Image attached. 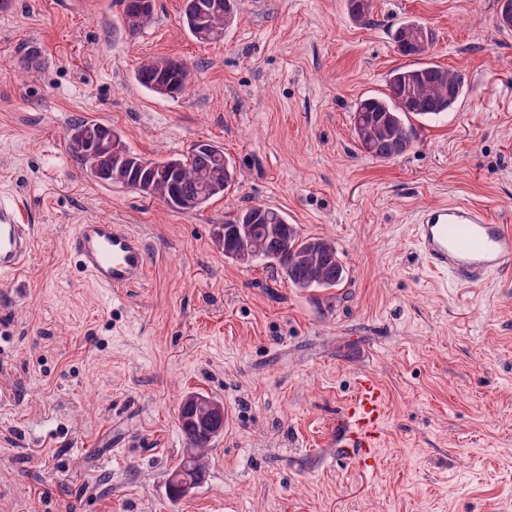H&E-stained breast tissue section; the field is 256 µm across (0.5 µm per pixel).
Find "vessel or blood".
<instances>
[{"instance_id":"obj_1","label":"vessel or blood","mask_w":512,"mask_h":512,"mask_svg":"<svg viewBox=\"0 0 512 512\" xmlns=\"http://www.w3.org/2000/svg\"><path fill=\"white\" fill-rule=\"evenodd\" d=\"M414 237L427 266L458 285L476 287L490 274L512 268V227L490 221L486 210L469 201L426 208ZM34 238L12 205L0 202V275L7 277L29 260ZM70 249L81 270L115 292L137 288L149 275L143 239L122 224L78 225ZM386 397L374 380H360L336 424L339 455L374 465Z\"/></svg>"}]
</instances>
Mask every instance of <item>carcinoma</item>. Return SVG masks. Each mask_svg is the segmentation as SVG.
<instances>
[{
	"label": "carcinoma",
	"instance_id": "cac0c4a2",
	"mask_svg": "<svg viewBox=\"0 0 512 512\" xmlns=\"http://www.w3.org/2000/svg\"><path fill=\"white\" fill-rule=\"evenodd\" d=\"M121 20L135 33L153 19L154 0H120ZM350 15L364 20L370 14V0H347ZM236 0H185L181 13L183 27L200 43L217 41L235 15ZM431 29L422 21L407 19L392 33L399 55L417 58L427 55L431 44L419 46L403 39V33ZM144 89L174 96L188 84L186 65L174 58H154L142 63L135 73ZM464 74L432 62L393 69L386 89L378 95L358 99L351 110L352 134L358 148L380 161L406 154L418 138L417 125L436 121L452 111L461 98ZM69 154L96 181L133 187L145 179V197L155 199L174 211H193L228 192L236 183V170L224 148L205 141L193 145L186 154L153 161L132 151L112 126L78 120L66 131ZM224 256L240 264L260 261L280 270L289 286L301 291L329 290L345 280L346 268L335 242L326 237L302 235L278 209L254 205L230 214L219 241ZM178 422L188 447L207 460L216 436L202 425L183 420L178 406Z\"/></svg>",
	"mask_w": 512,
	"mask_h": 512
}]
</instances>
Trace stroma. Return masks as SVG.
<instances>
[{"mask_svg": "<svg viewBox=\"0 0 512 512\" xmlns=\"http://www.w3.org/2000/svg\"><path fill=\"white\" fill-rule=\"evenodd\" d=\"M199 43L183 0L132 33L119 0H12L0 11V200L24 208L34 250L0 278V512H512V272L474 288L430 272L423 208L457 198L512 225V34L497 0H237ZM416 17L429 61L467 78L448 117L379 161L350 110L403 65L391 30ZM41 55L31 72L17 62ZM189 69L174 98L134 80L146 58ZM93 119L142 157L223 146L238 186L176 212L95 181L66 130ZM279 209L335 241L348 279L320 293L225 259L229 213ZM123 224L146 242V284L116 294L83 273L76 227ZM387 399L378 462L336 456L359 379ZM202 391L229 420L202 483L171 500L186 448L176 413Z\"/></svg>", "mask_w": 512, "mask_h": 512, "instance_id": "35a3bbf8", "label": "stroma"}]
</instances>
